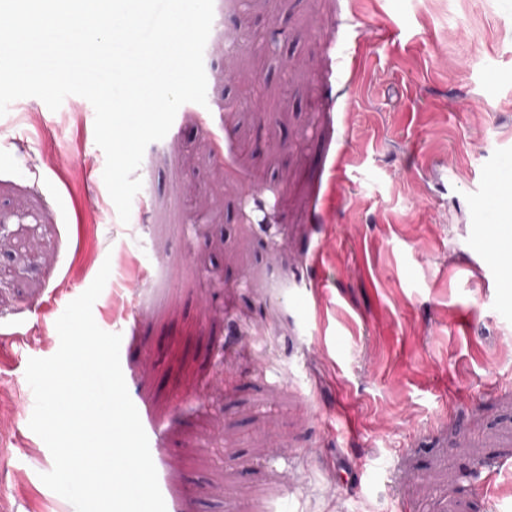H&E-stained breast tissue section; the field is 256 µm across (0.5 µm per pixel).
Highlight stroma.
Instances as JSON below:
<instances>
[{
    "label": "stroma",
    "mask_w": 512,
    "mask_h": 512,
    "mask_svg": "<svg viewBox=\"0 0 512 512\" xmlns=\"http://www.w3.org/2000/svg\"><path fill=\"white\" fill-rule=\"evenodd\" d=\"M469 2L214 0L126 224L91 103L10 105L0 512H61L25 371L106 262L166 512H512V278L473 248L512 205V6Z\"/></svg>",
    "instance_id": "stroma-1"
}]
</instances>
